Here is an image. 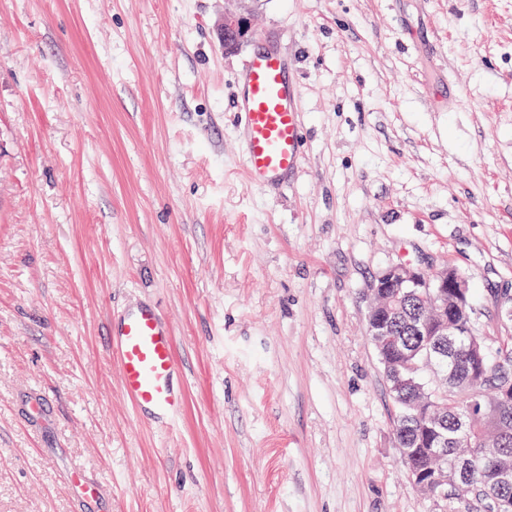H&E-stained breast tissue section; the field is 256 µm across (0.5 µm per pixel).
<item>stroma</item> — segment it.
<instances>
[{"label": "stroma", "instance_id": "35a3bbf8", "mask_svg": "<svg viewBox=\"0 0 512 512\" xmlns=\"http://www.w3.org/2000/svg\"><path fill=\"white\" fill-rule=\"evenodd\" d=\"M0 0V512H474L422 496L366 331L380 273L454 268L512 336V0ZM305 148L245 179L234 101L263 42ZM156 304L188 378L140 421L105 348ZM52 409L25 418L31 397ZM224 21L221 25V37L224 48L229 49L244 43L253 35L251 9L248 3L254 0H226ZM70 480L72 483H77L75 488L82 500H99L100 495L106 492L103 485L86 476L82 470L71 471Z\"/></svg>", "mask_w": 512, "mask_h": 512}]
</instances>
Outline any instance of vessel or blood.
Listing matches in <instances>:
<instances>
[{"label": "vessel or blood", "mask_w": 512, "mask_h": 512, "mask_svg": "<svg viewBox=\"0 0 512 512\" xmlns=\"http://www.w3.org/2000/svg\"><path fill=\"white\" fill-rule=\"evenodd\" d=\"M300 89L288 72V61L273 47L246 58L241 67L237 107L246 179L263 189L281 188L302 163ZM109 354L121 388L141 415L167 422L182 412L186 392L176 359L170 325L148 303L112 315ZM70 480L81 499H99L105 488L83 471Z\"/></svg>", "instance_id": "1"}]
</instances>
